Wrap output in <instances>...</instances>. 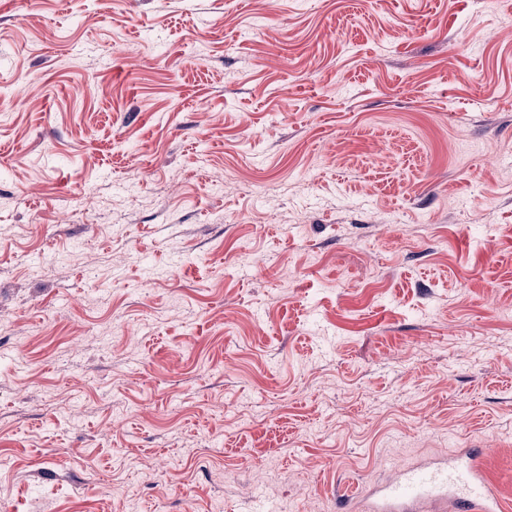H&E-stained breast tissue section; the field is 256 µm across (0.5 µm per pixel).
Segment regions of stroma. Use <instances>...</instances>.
Segmentation results:
<instances>
[{"label": "stroma", "mask_w": 512, "mask_h": 512, "mask_svg": "<svg viewBox=\"0 0 512 512\" xmlns=\"http://www.w3.org/2000/svg\"><path fill=\"white\" fill-rule=\"evenodd\" d=\"M0 512L512 502V0H0ZM491 485L479 460L461 455L452 460L431 459L414 468L394 467L390 481L362 493L349 490L342 512H446L448 489L457 512H502L510 508L499 497L491 502L484 488Z\"/></svg>", "instance_id": "35a3bbf8"}]
</instances>
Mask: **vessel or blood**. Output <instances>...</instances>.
<instances>
[{"instance_id":"1","label":"vessel or blood","mask_w":512,"mask_h":512,"mask_svg":"<svg viewBox=\"0 0 512 512\" xmlns=\"http://www.w3.org/2000/svg\"><path fill=\"white\" fill-rule=\"evenodd\" d=\"M479 460L470 455L431 459L413 468L396 467L390 481L362 493L348 491L344 512H503L489 500Z\"/></svg>"}]
</instances>
